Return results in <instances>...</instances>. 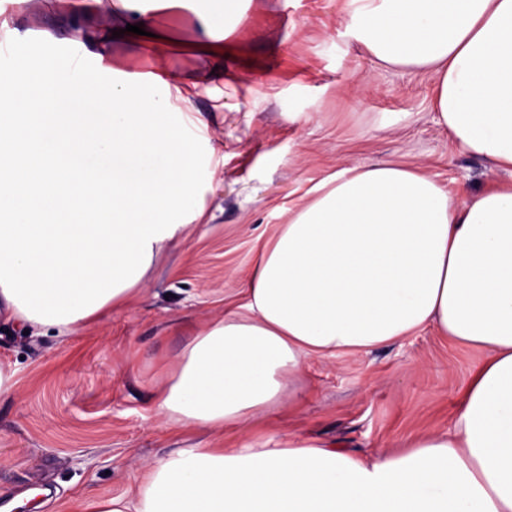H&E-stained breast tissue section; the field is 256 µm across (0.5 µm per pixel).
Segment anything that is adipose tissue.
Listing matches in <instances>:
<instances>
[{
	"label": "adipose tissue",
	"instance_id": "adipose-tissue-1",
	"mask_svg": "<svg viewBox=\"0 0 512 512\" xmlns=\"http://www.w3.org/2000/svg\"><path fill=\"white\" fill-rule=\"evenodd\" d=\"M178 10L193 12L192 32L157 28ZM224 15L222 0H63L53 23L89 77L16 43L0 77V305L30 333L68 336L128 305L159 251L203 223L202 188L223 193V143L183 117L201 98L225 109L211 80ZM137 23L144 37L128 32ZM352 27L373 61L433 72L453 141L512 172V0H362ZM134 40L198 67H115L117 42ZM243 293L164 372L156 409L172 423L246 431L304 360L428 327L483 357L448 430L408 451L187 448L148 469L136 501L96 512H512V186L458 205L391 163L337 175L262 245Z\"/></svg>",
	"mask_w": 512,
	"mask_h": 512
}]
</instances>
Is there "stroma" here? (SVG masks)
<instances>
[{
	"label": "stroma",
	"mask_w": 512,
	"mask_h": 512,
	"mask_svg": "<svg viewBox=\"0 0 512 512\" xmlns=\"http://www.w3.org/2000/svg\"><path fill=\"white\" fill-rule=\"evenodd\" d=\"M358 0H237L224 20V94L240 109L208 119L224 143V202L185 244L162 250L128 308L60 337L24 334L0 314V492L13 512H92L135 499L149 465L183 448H280L313 439L358 456L444 430L482 358L427 329L401 343L305 361L295 395L258 412L248 438L168 423L160 373L198 329L244 304L257 250L337 174L391 162L429 176L454 202L512 184V173L453 144L432 107L431 72L381 66L354 38ZM43 0H0V75L16 42L53 66L86 69L79 46L45 35Z\"/></svg>",
	"instance_id": "obj_1"
}]
</instances>
